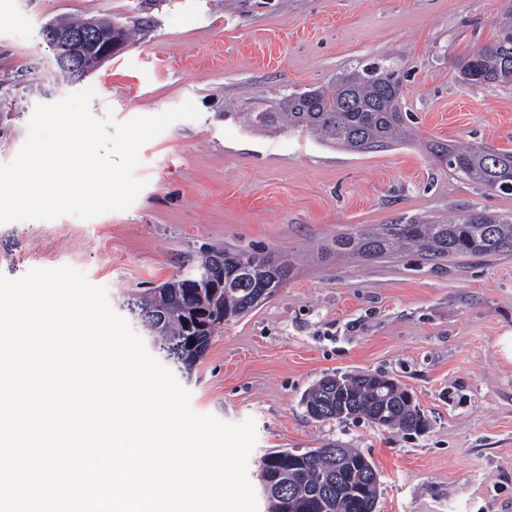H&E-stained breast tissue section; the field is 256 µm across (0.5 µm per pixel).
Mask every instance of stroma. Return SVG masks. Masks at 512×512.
I'll return each instance as SVG.
<instances>
[{
	"label": "stroma",
	"instance_id": "obj_1",
	"mask_svg": "<svg viewBox=\"0 0 512 512\" xmlns=\"http://www.w3.org/2000/svg\"><path fill=\"white\" fill-rule=\"evenodd\" d=\"M507 0H0V165L36 104L93 88L91 112L124 123L184 101L197 120L143 145L146 186L91 220L0 224V274L70 266L112 309L168 281L211 244L285 257L293 274L226 322L179 383L191 407L253 420L248 478L271 451L327 444L379 472L377 512H512V255L387 260L323 255L337 234L438 220L465 207L512 215L435 163L429 141L512 152V85L463 84L455 66L492 41ZM70 18L133 35L80 82L63 78L40 32ZM404 76L411 143L354 153L254 125L289 95L370 64ZM384 374L430 427L406 435L364 419L316 421L304 394L327 376Z\"/></svg>",
	"mask_w": 512,
	"mask_h": 512
}]
</instances>
